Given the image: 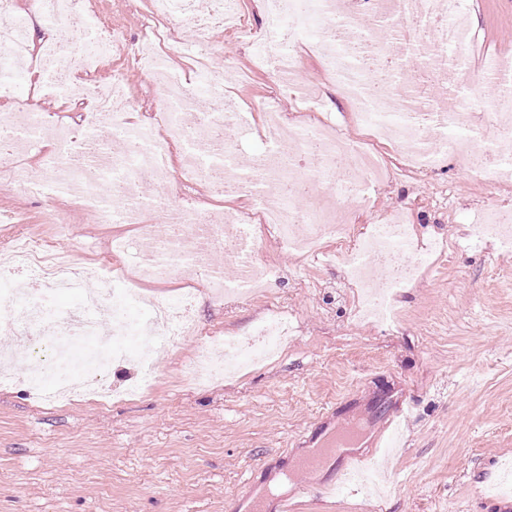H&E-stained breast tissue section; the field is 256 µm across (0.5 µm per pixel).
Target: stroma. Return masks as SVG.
I'll use <instances>...</instances> for the list:
<instances>
[{
  "mask_svg": "<svg viewBox=\"0 0 512 512\" xmlns=\"http://www.w3.org/2000/svg\"><path fill=\"white\" fill-rule=\"evenodd\" d=\"M476 35L475 56L512 55V0H462ZM152 0H84L72 27L104 20L130 38L151 18ZM215 56L248 71L240 100L277 95L289 122L304 115L292 91L258 70L260 41L228 35ZM301 78L323 94V111L345 134L359 135L351 105L324 81L321 64L297 43ZM122 73L142 119L154 100L151 81L130 58L102 63L94 80ZM376 212L407 211L422 237L446 241L420 278L395 293L398 320L380 326L354 317V290L323 253L302 257L266 237L258 258L274 272L267 292L244 304L200 297L205 339L249 335L284 307L297 331L287 351L238 378L180 385L201 339L177 341L160 364L161 383L135 400L101 409L84 400L64 406L29 398L23 385L0 387V512H249L252 492L289 474L303 449L331 428L355 423L372 440L382 418L406 415L402 446L386 464L383 494L337 485L335 468L313 478L302 512H499L491 487L512 462V251L472 242L475 214L512 207V183L491 188L448 156L426 174L394 172L373 188ZM42 199L0 180V213H15L30 231L55 239L79 263L108 258L121 224L69 200L57 203L68 222L40 221Z\"/></svg>",
  "mask_w": 512,
  "mask_h": 512,
  "instance_id": "obj_1",
  "label": "stroma"
}]
</instances>
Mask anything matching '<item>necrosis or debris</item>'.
Listing matches in <instances>:
<instances>
[{"instance_id": "necrosis-or-debris-1", "label": "necrosis or debris", "mask_w": 512, "mask_h": 512, "mask_svg": "<svg viewBox=\"0 0 512 512\" xmlns=\"http://www.w3.org/2000/svg\"><path fill=\"white\" fill-rule=\"evenodd\" d=\"M266 5L272 49L258 53L260 67L277 79L295 73L297 50L281 32L286 27L315 29L322 69L352 103L360 125L370 134L368 140L353 141L327 120L287 124L271 97L261 106L264 122L259 130L268 149L255 156L250 167L241 166L237 145L226 131L244 129L249 114L229 94L226 83L231 78L245 81L246 76H229L214 62L217 33L229 31L241 39L252 34L237 0H212L205 16L191 10L188 0H153L158 18L195 32L196 62L204 76L200 86L168 71L154 73L145 45L160 39L158 28H151L147 39L131 41L107 23L67 27L82 0H29L23 12L16 9L15 0H0V57L12 65L26 62L39 99L55 100L64 108L75 101L90 105L77 128L52 120L38 103L1 109L0 169L21 172L19 159L30 146L51 140L43 178L22 182L28 195L45 201L46 221L65 224L54 202L66 198L97 210L103 223L129 224L136 230L134 238L112 239V253L122 256L134 273L116 289L111 283L119 278L117 272L75 266L54 251L51 242L20 235L15 263L0 268V334L16 331L42 342V349L30 350L25 361L23 377L34 398L63 403L80 395L104 408L110 399L139 395L154 384L160 362L177 340L200 337V296L244 301L258 283L270 280V268L257 259L261 240L270 234L284 248L301 253L316 251L322 239H335L336 259L348 281L361 289L357 313L389 322L392 294L443 255L446 244L433 238L426 249H415L416 225L397 219L354 233V208L366 204L369 188L388 175L377 150L380 140L392 142L416 173L436 169L452 154L489 184L512 176V113L473 116L461 109L463 82L472 75L462 0H348L343 6L335 0H266ZM36 21L56 28L55 38L37 50L30 39ZM356 48L398 67L419 60L438 80L454 72L462 81L451 88L452 102L433 112L420 109L418 95L393 85L380 98L352 62ZM122 55L138 58L154 80L156 108L145 132L129 118L136 103L122 75H114L108 84L88 82L96 64ZM177 177L205 182L214 197H249L253 207L227 216L176 199L170 187ZM315 179L335 189L334 203L303 207L298 193ZM144 182L154 186L147 198L138 191ZM188 227L193 235H185ZM472 237L511 249L512 210L488 207ZM219 251L234 264L235 278H225L222 269L211 265V255ZM174 274L183 275V292L173 300L148 302L149 319L133 320L127 308L142 300L138 285ZM26 276L38 279L40 289L26 291ZM86 279L97 280L98 288L83 293L79 314L49 307L57 293L78 290ZM106 319L112 322L108 336L100 333ZM294 330L292 318L274 310L248 337L228 336L219 346L202 340L185 377L199 384L238 374L240 350L253 348L257 360L283 352ZM128 337L142 344V355L134 359L138 377L112 391L105 371L131 360L124 343Z\"/></svg>"}]
</instances>
